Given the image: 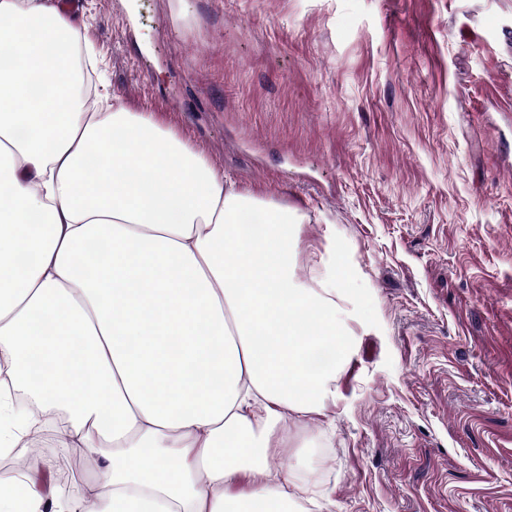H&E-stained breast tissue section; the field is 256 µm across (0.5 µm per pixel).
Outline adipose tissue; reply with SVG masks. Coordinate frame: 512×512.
Wrapping results in <instances>:
<instances>
[{"label": "adipose tissue", "mask_w": 512, "mask_h": 512, "mask_svg": "<svg viewBox=\"0 0 512 512\" xmlns=\"http://www.w3.org/2000/svg\"><path fill=\"white\" fill-rule=\"evenodd\" d=\"M56 0H0V357L100 477L0 479V512H288L282 420L322 415L342 294L296 282L304 216L237 191L175 132L86 108Z\"/></svg>", "instance_id": "adipose-tissue-1"}]
</instances>
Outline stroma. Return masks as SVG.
I'll return each instance as SVG.
<instances>
[{
    "label": "stroma",
    "instance_id": "35a3bbf8",
    "mask_svg": "<svg viewBox=\"0 0 512 512\" xmlns=\"http://www.w3.org/2000/svg\"><path fill=\"white\" fill-rule=\"evenodd\" d=\"M94 101L305 216L353 351L296 512H512V0H77Z\"/></svg>",
    "mask_w": 512,
    "mask_h": 512
}]
</instances>
